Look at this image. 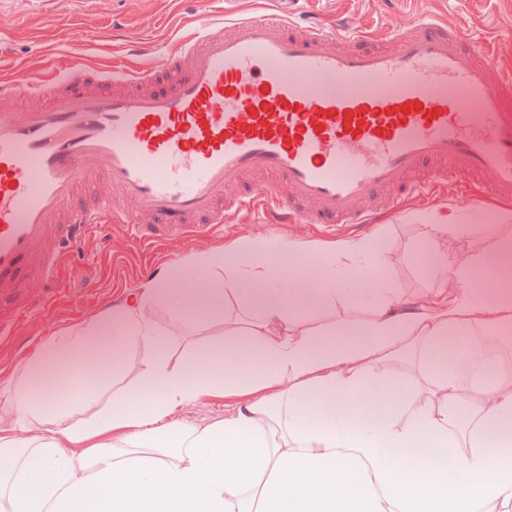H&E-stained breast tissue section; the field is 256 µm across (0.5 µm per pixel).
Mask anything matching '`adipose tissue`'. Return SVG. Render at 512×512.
Wrapping results in <instances>:
<instances>
[{
  "mask_svg": "<svg viewBox=\"0 0 512 512\" xmlns=\"http://www.w3.org/2000/svg\"><path fill=\"white\" fill-rule=\"evenodd\" d=\"M423 220L442 285L420 299L378 274L364 238L239 239L190 255L192 288L161 275L52 338L0 387V512H512V380L481 355L512 328V238L461 263L448 225ZM230 297L240 327L174 363L151 309L217 323ZM340 297L369 322L302 319ZM135 346L149 355L128 385ZM463 354L477 366L460 370ZM204 395L238 402L217 423L173 420Z\"/></svg>",
  "mask_w": 512,
  "mask_h": 512,
  "instance_id": "adipose-tissue-1",
  "label": "adipose tissue"
}]
</instances>
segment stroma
<instances>
[{
  "instance_id": "stroma-1",
  "label": "stroma",
  "mask_w": 512,
  "mask_h": 512,
  "mask_svg": "<svg viewBox=\"0 0 512 512\" xmlns=\"http://www.w3.org/2000/svg\"><path fill=\"white\" fill-rule=\"evenodd\" d=\"M68 15L73 22L89 20L90 26L74 34L67 30L54 31L56 51L67 60H80L101 55L95 29L116 25L124 28L132 38L149 42L158 51L173 44L181 18H193L202 8L200 0H180L176 16L167 17L162 0H65ZM414 0H299V15L311 13L335 14L385 25L398 30L407 26L411 14L417 12ZM437 12L446 14L449 25L469 26L480 30L488 26L501 37L512 34V0H440ZM41 14L33 0H0V47L18 61L35 60L42 46L30 35L31 28L40 27ZM444 204L458 212L482 216L486 224L479 235L457 239L449 238L448 250L469 254L477 248L495 245L501 236L512 234V205H477L468 200L443 196ZM432 199L414 201L371 229L362 230V237L372 239L383 259V273L393 288L406 298L427 295L438 282L429 269L430 257L426 228L418 215L432 206ZM285 236L299 241H324V234L314 232L301 224H284L270 228L248 216L228 224L225 242L239 238H272ZM207 241L188 240L180 244L142 248L122 231L112 235L111 249H103L98 235L92 234L78 250L77 264L69 268L60 288L76 289V300L61 310L38 317L37 334L15 339L0 346V383L13 381L19 366L48 341L50 335L84 323L90 316L109 310L128 293L143 283L140 274L149 261L178 263L191 253L210 249ZM224 327L192 322L167 339L173 361L183 360L193 349L223 340Z\"/></svg>"
}]
</instances>
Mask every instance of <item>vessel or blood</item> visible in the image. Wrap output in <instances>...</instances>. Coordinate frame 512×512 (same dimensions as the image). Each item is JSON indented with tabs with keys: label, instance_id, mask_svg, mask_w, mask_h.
<instances>
[{
	"label": "vessel or blood",
	"instance_id": "b4317fda",
	"mask_svg": "<svg viewBox=\"0 0 512 512\" xmlns=\"http://www.w3.org/2000/svg\"><path fill=\"white\" fill-rule=\"evenodd\" d=\"M0 66V342L90 232L144 245L266 224L350 229L448 191L512 202V64L425 11L390 31L260 0L198 17L163 57ZM102 182L92 203L75 206Z\"/></svg>",
	"mask_w": 512,
	"mask_h": 512
}]
</instances>
